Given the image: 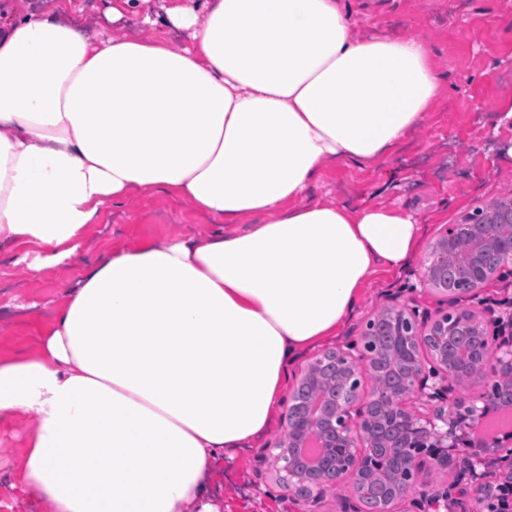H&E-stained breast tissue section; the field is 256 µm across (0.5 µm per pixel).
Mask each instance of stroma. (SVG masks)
<instances>
[{
	"label": "stroma",
	"mask_w": 512,
	"mask_h": 512,
	"mask_svg": "<svg viewBox=\"0 0 512 512\" xmlns=\"http://www.w3.org/2000/svg\"><path fill=\"white\" fill-rule=\"evenodd\" d=\"M360 37L416 34L424 39L441 77V90L422 126L380 163L327 164L309 186L310 200L371 203L411 213L431 242L443 225L468 210L512 193V11L504 0H347ZM222 220L201 214L171 194L154 191L106 207L91 226L77 265L47 267L27 276L13 250L0 247V352L29 353L50 322L65 289L114 246L168 240L194 230L215 231ZM425 251L417 249L396 272L380 271L364 287L334 344L359 342L367 322L393 301H416L434 314L445 295L420 292ZM28 427L0 430V512H43L36 499L12 488V466ZM274 421L252 447L228 449L205 495L216 512H305V504L276 481L261 457L285 435Z\"/></svg>",
	"instance_id": "35a3bbf8"
}]
</instances>
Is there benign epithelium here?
Masks as SVG:
<instances>
[{"label":"benign epithelium","mask_w":512,"mask_h":512,"mask_svg":"<svg viewBox=\"0 0 512 512\" xmlns=\"http://www.w3.org/2000/svg\"><path fill=\"white\" fill-rule=\"evenodd\" d=\"M512 224V195L485 202L443 225L429 244L421 281L434 290L448 292V270L455 271L453 304L471 298L491 280L512 279V231L498 227ZM473 242L460 257L458 243ZM400 327L398 352L406 368L394 387L380 385L369 392L360 377L377 367L378 355L366 345L345 344L313 356L306 364L284 412L287 435L270 455L284 486L307 501L318 502L329 481L381 477L394 490L383 512H460L463 496L471 486L482 490L479 512H512V455L504 458L473 446L468 431L480 418L496 410L497 395L508 390L512 405V300L499 311L483 314L471 308H453L436 317L419 312L416 305L397 302L383 309ZM458 328L492 334L495 345L482 350L470 372L489 371L490 390L481 402L454 396V384L463 371L448 364V357L428 348L432 336H446ZM417 400L419 407L407 406ZM467 450L459 472L457 493H429L415 488V478L428 465L448 468ZM493 462L490 476L479 471Z\"/></svg>","instance_id":"7a95c632"}]
</instances>
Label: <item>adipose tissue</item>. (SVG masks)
<instances>
[{"mask_svg":"<svg viewBox=\"0 0 512 512\" xmlns=\"http://www.w3.org/2000/svg\"><path fill=\"white\" fill-rule=\"evenodd\" d=\"M74 5L0 11V244L41 248L15 260L32 277L78 262L106 205L151 191L231 229L113 249L0 355V428L31 424L14 480L45 512H213L211 466L269 431L294 356L422 236L310 183L386 157L440 75L419 37L360 38L345 0H162L149 35L103 39Z\"/></svg>","mask_w":512,"mask_h":512,"instance_id":"obj_1","label":"adipose tissue"}]
</instances>
